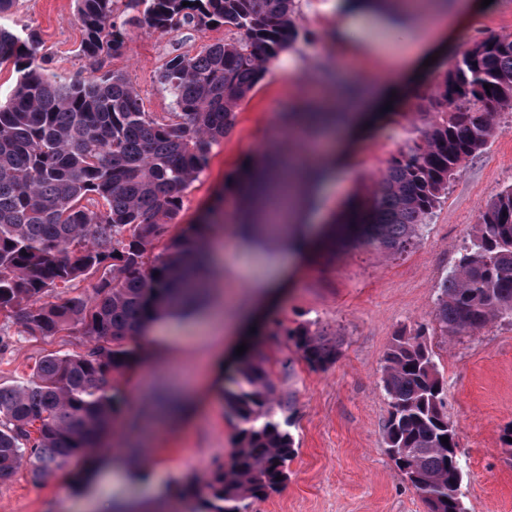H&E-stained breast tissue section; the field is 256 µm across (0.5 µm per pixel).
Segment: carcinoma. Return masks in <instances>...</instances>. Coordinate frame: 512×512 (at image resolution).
<instances>
[{
	"instance_id": "obj_1",
	"label": "carcinoma",
	"mask_w": 512,
	"mask_h": 512,
	"mask_svg": "<svg viewBox=\"0 0 512 512\" xmlns=\"http://www.w3.org/2000/svg\"><path fill=\"white\" fill-rule=\"evenodd\" d=\"M141 2L138 18L123 16L118 0H77L80 52L117 55L131 28L143 25L161 34L213 24L236 30L229 41L165 63L159 79L175 106L165 115L144 111L119 72L70 82L48 73L51 58L37 56L36 32L0 27V64L13 63L18 74L0 103V314L30 336L78 329L91 342L82 353L47 355L27 378L0 385V480L25 462L43 482L105 445L121 413L115 380L134 357L131 340L153 321L193 311L208 278L205 240L217 228L216 211L171 230L183 192L206 169L268 65L298 36L294 0ZM425 100L434 119L390 158L346 241L395 254L418 238L449 181L495 133L499 114L512 109V36L467 47ZM304 116L288 113L289 132L310 138ZM281 164L279 183L262 198L266 210L289 202L290 171L306 161L285 152ZM90 274L98 275L92 294L43 301ZM506 319L512 321V186L487 203L432 310L446 337ZM288 343L315 370L336 361V334L270 323L223 392L237 448L180 489L198 499L199 512H245L247 500L267 498L287 480L294 400L270 365ZM381 382L389 405L384 438L396 467L431 512H465L457 427L425 332L394 338Z\"/></svg>"
}]
</instances>
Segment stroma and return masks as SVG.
I'll return each instance as SVG.
<instances>
[{
    "instance_id": "obj_1",
    "label": "stroma",
    "mask_w": 512,
    "mask_h": 512,
    "mask_svg": "<svg viewBox=\"0 0 512 512\" xmlns=\"http://www.w3.org/2000/svg\"><path fill=\"white\" fill-rule=\"evenodd\" d=\"M351 13L345 0H298L296 42L238 108L232 131L213 147L206 169L185 190L178 224L195 223L217 201L233 207L234 185L246 164L279 134L280 117L301 104L320 70L341 66L362 80L383 84L391 79L389 56L371 47L366 35L337 38V28ZM1 26L19 34L35 30L39 55L50 57L51 73L62 78L80 79L95 68L122 73L144 110L157 114L174 109L158 80L165 61L178 53L196 54L228 35L221 26L169 35L143 26L131 31L120 54L95 60L78 52L83 35L76 0H17L0 15ZM499 35H512V0H491L464 23L448 51ZM443 70L434 66L390 121L363 138L343 175L324 189L320 208L334 217L365 198L387 159L427 123L417 111L419 96L430 91ZM510 186L512 114L505 112L405 251L388 255L369 245L340 244L328 255L301 263L297 285L271 312L291 327L310 322L329 327L339 341L338 355L327 369L314 370L294 348L279 352L271 370L295 397L290 431L296 452L281 490L249 500L246 512H426L422 496L402 479L386 452L388 401L381 384L394 336L422 324L430 328L428 344L446 382L448 415L459 428L465 510L512 512V448L502 439L512 423V323L496 321L454 338L430 326L441 280L455 266L486 204ZM210 249L221 284L243 302L250 297L252 277L279 264V247L240 239L229 222L218 228ZM88 345L80 330L29 336L14 319L0 315V384L26 378L44 356L79 353ZM227 345L210 331L200 308L152 322L136 342L140 358L117 380L125 404L106 442V458L123 454L130 438H137L153 477L165 487L205 477L223 463L236 439L220 392L206 394L200 410L183 425L160 432L145 427L135 436L128 425L143 412L147 397L200 386L215 351ZM84 471L83 461L75 460L37 483L27 467H20L0 482V512H81Z\"/></svg>"
}]
</instances>
